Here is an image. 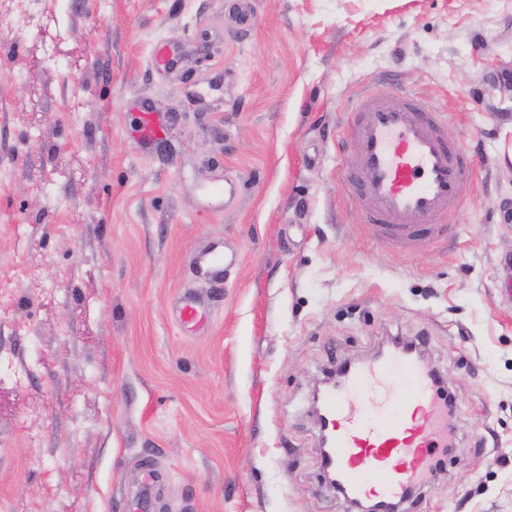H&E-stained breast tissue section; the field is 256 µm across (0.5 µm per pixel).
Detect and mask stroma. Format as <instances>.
<instances>
[{"label": "stroma", "mask_w": 512, "mask_h": 512, "mask_svg": "<svg viewBox=\"0 0 512 512\" xmlns=\"http://www.w3.org/2000/svg\"><path fill=\"white\" fill-rule=\"evenodd\" d=\"M0 11V512H133L145 490L148 512H351L311 389L416 336L454 441L401 512H512V0ZM372 90L446 112L474 166L417 245L381 238L339 181ZM137 98L160 143L133 138ZM217 242L236 260L214 286L195 259Z\"/></svg>", "instance_id": "1"}]
</instances>
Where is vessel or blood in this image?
<instances>
[{
	"label": "vessel or blood",
	"mask_w": 512,
	"mask_h": 512,
	"mask_svg": "<svg viewBox=\"0 0 512 512\" xmlns=\"http://www.w3.org/2000/svg\"><path fill=\"white\" fill-rule=\"evenodd\" d=\"M140 118L134 137L148 144L164 124L146 99L132 101ZM446 113L412 95L359 94L350 110L342 181L388 239L410 245L433 233L460 207L472 176L469 161L443 132ZM221 247L203 253L198 274L221 279ZM377 394L372 409L357 395ZM328 460L349 497L403 502L448 447V403L433 368L398 348L357 364L321 404Z\"/></svg>",
	"instance_id": "obj_1"
}]
</instances>
